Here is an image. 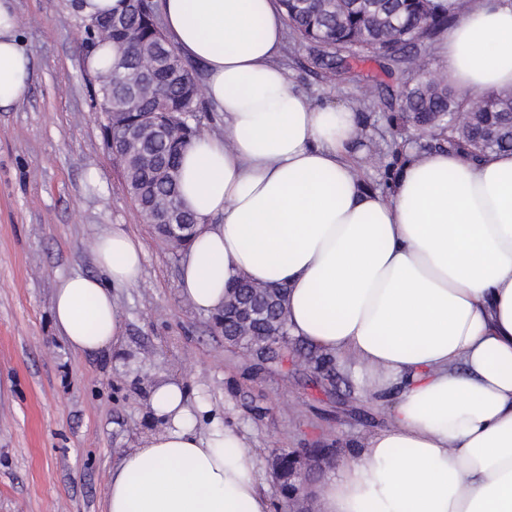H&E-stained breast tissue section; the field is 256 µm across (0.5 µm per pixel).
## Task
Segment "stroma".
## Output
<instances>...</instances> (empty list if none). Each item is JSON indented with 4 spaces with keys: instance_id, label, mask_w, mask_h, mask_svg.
Wrapping results in <instances>:
<instances>
[{
    "instance_id": "35a3bbf8",
    "label": "stroma",
    "mask_w": 512,
    "mask_h": 512,
    "mask_svg": "<svg viewBox=\"0 0 512 512\" xmlns=\"http://www.w3.org/2000/svg\"><path fill=\"white\" fill-rule=\"evenodd\" d=\"M14 6L33 76L27 99L0 112V512H102L117 458L163 426L147 407L163 380L206 406L197 432L236 428L261 468L275 449H333L307 480L313 501V487L338 474L358 440L385 425V412L339 360L321 374L291 364L250 376L252 358L225 344L214 315L181 297L182 250L144 222L126 192L103 138L76 0ZM278 61L314 104L359 106L371 188L385 189L397 150L426 142L389 121L397 79L364 97L359 82L315 68L290 31ZM117 224L144 249L137 283L113 291L123 336L109 351L77 356L55 328L53 292L60 278L98 274L90 245Z\"/></svg>"
}]
</instances>
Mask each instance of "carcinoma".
Returning a JSON list of instances; mask_svg holds the SVG:
<instances>
[{"label": "carcinoma", "mask_w": 512, "mask_h": 512, "mask_svg": "<svg viewBox=\"0 0 512 512\" xmlns=\"http://www.w3.org/2000/svg\"><path fill=\"white\" fill-rule=\"evenodd\" d=\"M120 14L111 15L112 34L84 35L83 42L97 48L120 41L127 52L119 62L97 73L99 107L103 113L124 112L122 99L140 90L135 115L129 119L157 121L165 112L171 125L164 137L144 143L119 158L127 182L142 198L153 203H173L183 209L178 191L182 151L201 131L196 121L174 120V112H198L202 106L197 77L172 45L161 47L160 0H126ZM288 26L312 56L313 64L332 73L355 74L353 62L374 58L386 72L414 69L407 49L430 41L449 22L436 13L430 0H280ZM389 120L399 126H419L428 131L434 148H446L464 156L485 151L512 150V94L492 93L480 99L458 94L446 83L431 78L409 79L400 91V106ZM498 127L496 142L476 143L470 125ZM253 333L288 332V313L283 304L254 317ZM292 360L316 369L330 355L308 347L290 349Z\"/></svg>", "instance_id": "1"}]
</instances>
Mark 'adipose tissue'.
I'll list each match as a JSON object with an SVG mask.
<instances>
[{"label":"adipose tissue","mask_w":512,"mask_h":512,"mask_svg":"<svg viewBox=\"0 0 512 512\" xmlns=\"http://www.w3.org/2000/svg\"><path fill=\"white\" fill-rule=\"evenodd\" d=\"M453 15L438 54L461 95L512 90V0H433ZM166 38L206 69L224 134L179 166L198 233L180 293L210 314L240 280L284 287L291 336L353 362L389 425L316 489L321 512H512V151L475 159L405 148L387 191L364 183L362 117L298 92L276 58L278 0H162ZM13 0H0V110L29 94ZM101 273L62 278L54 323L79 355L109 350L116 287L143 247L98 237ZM160 432L124 452L102 512H272L259 461L232 428L199 436L181 383L151 392Z\"/></svg>","instance_id":"ef3b65f1"}]
</instances>
